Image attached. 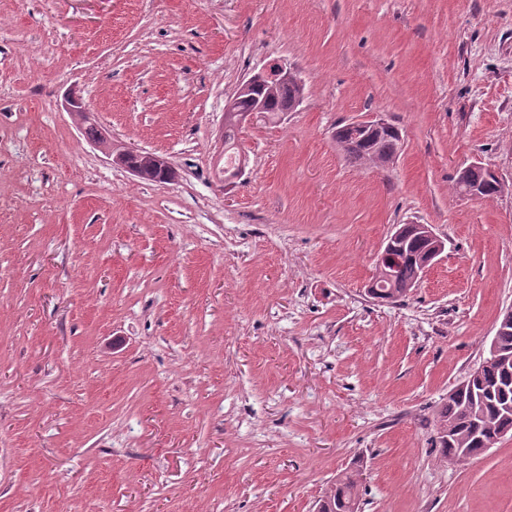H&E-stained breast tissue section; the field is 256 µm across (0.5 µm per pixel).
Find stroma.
I'll use <instances>...</instances> for the list:
<instances>
[{
  "label": "stroma",
  "mask_w": 512,
  "mask_h": 512,
  "mask_svg": "<svg viewBox=\"0 0 512 512\" xmlns=\"http://www.w3.org/2000/svg\"><path fill=\"white\" fill-rule=\"evenodd\" d=\"M275 63L303 102L225 183L226 100ZM375 114L401 151L350 164ZM474 162L506 192H457ZM407 223L445 250L377 302ZM511 307L512 0H0V512H315L354 465L362 512H512V437L433 446ZM351 124L336 126V134L333 137L351 163L363 164L369 162L376 165H386L394 162L402 147V135L399 127L392 124V132L382 134H368L366 132L356 135V130L352 126L360 130L388 126L389 122L379 114L367 120L354 121L352 126ZM95 144H97V146L102 150V152L107 156L108 159L112 158V155H113L112 138L107 133H105V132L103 133L102 131H100L99 139L97 141H95ZM128 154H135L140 157L146 156L147 158L152 160V163L154 164V166L157 169L165 168L166 170L173 171L170 166V162L165 157L157 155L152 152H148V151H144V150H137V149L136 150L126 149V150L120 151L112 158V163L115 165L121 166L122 168L126 169L133 175L140 177L141 170L144 168L142 158H140V160H139L140 165H141V170L137 171L136 168H134L127 162Z\"/></svg>",
  "instance_id": "stroma-1"
}]
</instances>
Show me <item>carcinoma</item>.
Masks as SVG:
<instances>
[{"mask_svg":"<svg viewBox=\"0 0 512 512\" xmlns=\"http://www.w3.org/2000/svg\"><path fill=\"white\" fill-rule=\"evenodd\" d=\"M304 93V87L293 83L269 81L258 88L241 91L236 98L234 111L224 113V177H233L246 164L238 146L246 116L256 103L263 104L268 119L281 112L293 110L296 100ZM345 157L352 163L365 162L386 165L394 162L402 144L399 127L379 133H355L351 124L336 126L334 137ZM470 178L486 185L483 198L492 199L503 192L501 183L487 180V169L470 170ZM401 232L393 241L395 251L402 257L397 266L396 280L390 282L382 274L374 279L383 285L382 292L372 298L391 301L389 291L396 290L405 297L419 280L422 264L431 254L433 242L415 232L412 224L399 225ZM496 352L488 353L482 372L472 380L462 394L448 392V401L436 412L441 435L437 436L436 448L440 454L455 462H465L481 454L480 438L490 439L512 432V320L498 324L494 336ZM365 487L361 469L350 468L336 478L332 487L319 500L320 512H360Z\"/></svg>","mask_w":512,"mask_h":512,"instance_id":"obj_1","label":"carcinoma"}]
</instances>
